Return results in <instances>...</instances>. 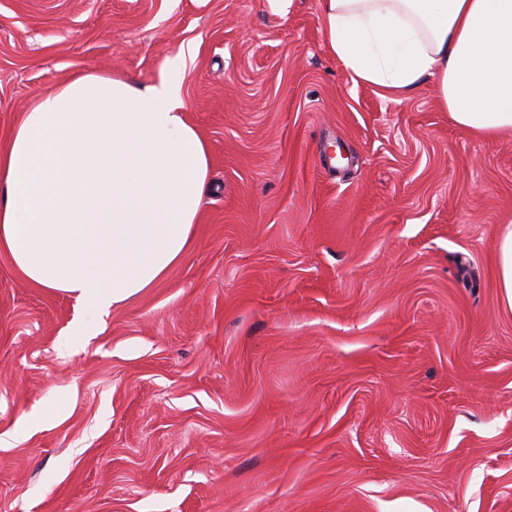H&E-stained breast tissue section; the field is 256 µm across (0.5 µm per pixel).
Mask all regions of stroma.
Returning <instances> with one entry per match:
<instances>
[{
	"mask_svg": "<svg viewBox=\"0 0 512 512\" xmlns=\"http://www.w3.org/2000/svg\"><path fill=\"white\" fill-rule=\"evenodd\" d=\"M178 54L186 258L68 350L80 304L0 251V512H512V134L353 81L321 0H0V148L74 75ZM500 288L509 310H512V227L496 242ZM68 402V396L58 395L48 404L44 405L40 412L27 422V427L33 428L50 421L58 420Z\"/></svg>",
	"mask_w": 512,
	"mask_h": 512,
	"instance_id": "35a3bbf8",
	"label": "stroma"
}]
</instances>
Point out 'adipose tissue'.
<instances>
[{"mask_svg":"<svg viewBox=\"0 0 512 512\" xmlns=\"http://www.w3.org/2000/svg\"><path fill=\"white\" fill-rule=\"evenodd\" d=\"M354 80L404 94L437 77L455 124L512 132V0H321ZM181 58L139 88L95 73L44 97L0 152V249L33 284L107 314L187 255L208 148L183 114Z\"/></svg>","mask_w":512,"mask_h":512,"instance_id":"obj_1","label":"adipose tissue"}]
</instances>
